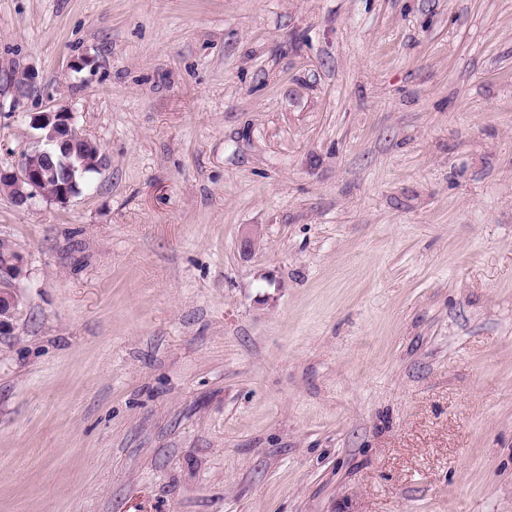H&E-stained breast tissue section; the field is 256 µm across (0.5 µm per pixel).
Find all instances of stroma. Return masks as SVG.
<instances>
[{"mask_svg": "<svg viewBox=\"0 0 512 512\" xmlns=\"http://www.w3.org/2000/svg\"><path fill=\"white\" fill-rule=\"evenodd\" d=\"M62 105L0 512H512V0H0V167Z\"/></svg>", "mask_w": 512, "mask_h": 512, "instance_id": "35a3bbf8", "label": "stroma"}]
</instances>
